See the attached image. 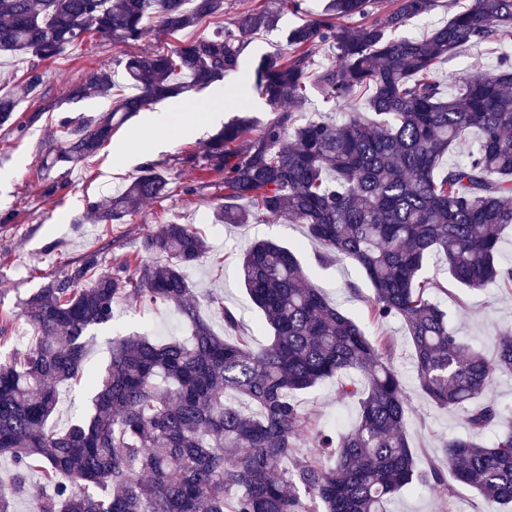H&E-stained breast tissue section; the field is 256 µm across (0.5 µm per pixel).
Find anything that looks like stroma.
Instances as JSON below:
<instances>
[{
  "label": "stroma",
  "instance_id": "35a3bbf8",
  "mask_svg": "<svg viewBox=\"0 0 512 512\" xmlns=\"http://www.w3.org/2000/svg\"><path fill=\"white\" fill-rule=\"evenodd\" d=\"M323 0H302L301 13L284 12L276 29L244 39L242 62L253 67L267 53L287 52L286 35L290 28L321 13ZM204 33L203 27L183 30L176 35L153 32L138 43L106 36H95L66 49L59 56L35 62L33 57H0V95L16 91L30 67L43 74V86L37 95L20 101L15 123L0 127V173L10 179L0 186V217L10 221L0 228V357L20 356L29 348L33 335L20 318V302L37 288L63 276L88 250L99 252L101 270L109 271L135 254L147 233L176 221L193 225L208 241L211 256L204 266L190 274L198 308L203 316L211 314L212 297L241 319L240 333L251 347L258 349L271 341L261 312L252 304L236 275L240 252L256 238H267L296 248L314 285L332 304L361 320L367 335L385 334L394 345V364L401 373L409 403L406 429L414 447L436 457L440 445L451 436L466 435L462 415L435 406L420 390L413 373V349L401 320L384 325L366 321L364 312L372 295L361 270L351 261L339 259L327 266L315 262L318 246L307 237L304 225L280 220L274 223L224 226L213 223L212 214L224 193L221 174L206 167L205 151L217 125L205 134L190 137L161 151L143 152L133 143L142 122L141 113L130 114L112 133L110 142L85 162L60 163L42 168L46 155L56 153L60 145L53 141L49 120L57 113L80 118L110 109V98L99 95L71 101L68 88L87 83L93 72L111 71L117 83H124L123 63L131 55L157 48L183 45ZM156 164L170 181L164 196L145 203L124 223L113 225L102 235L99 225L90 219V202L112 196L141 173L143 163ZM426 277L436 280L445 292L439 300L458 331L475 349L492 354L496 333L512 327V288L488 286L472 290L457 284L445 265L430 259ZM140 333L162 341L185 340L188 324L172 308H150L129 300L119 302L111 328L99 330L92 343L88 366L102 369L109 360L108 339ZM304 410L315 429L339 433L346 431L358 413L356 401L336 395V383L323 382L300 395ZM482 497L473 489L418 486L402 493L390 505V512H485Z\"/></svg>",
  "mask_w": 512,
  "mask_h": 512
}]
</instances>
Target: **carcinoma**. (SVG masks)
I'll return each mask as SVG.
<instances>
[{
    "label": "carcinoma",
    "instance_id": "cac0c4a2",
    "mask_svg": "<svg viewBox=\"0 0 512 512\" xmlns=\"http://www.w3.org/2000/svg\"><path fill=\"white\" fill-rule=\"evenodd\" d=\"M438 0H327L323 12L288 32L286 55L267 54L244 74L235 96L256 92L276 116L258 132L240 115L207 144V166L223 175L219 224L283 217L306 226L317 264L355 262L373 295L367 316L404 322L417 381L438 407L461 411L471 432L441 443L439 460L421 463L405 430L408 399L393 367V345L371 338L311 283L290 247L256 240L238 273L272 333L253 350L224 301L211 300L223 323L216 334L198 312L189 271L210 246L190 224L171 222L145 235L118 269L99 270L98 251L44 284L20 317L36 339L20 358L0 363V512L29 498L33 512H386L415 484L475 489L487 512L512 505V429L480 440L501 416L495 377L512 372V329L495 351L475 350L450 325L423 277L426 258L443 256L466 288L512 286V267L497 262L500 234L512 224V61L448 80L443 60L465 48L512 40V0L468 5L422 38L396 32L430 13ZM300 0L249 10L224 21V0H0V51L54 58L85 35L138 42L154 29L173 35L215 20L209 35L162 54L128 59V94L101 70L69 87L113 99L106 112L51 121L61 148L50 164L81 162L112 139L130 113L200 91L241 71L242 38L276 27ZM372 20L350 26L346 21ZM328 45L336 61L311 68ZM43 83L31 67L17 93L0 96V126L14 124L20 97ZM454 90L444 91V85ZM317 89L338 105L365 99L367 116L336 124L305 112ZM477 135L467 157L444 165L448 151ZM169 180L153 163L118 194L90 203L109 229ZM173 307L190 324L188 342L114 336L104 372L86 366L89 331L110 324L119 301ZM355 371L361 378H342ZM338 379V398L356 399L357 420L337 436L313 429L297 392ZM83 383L92 393L84 414L61 428L54 417L60 387ZM310 435L331 462L296 455ZM40 476L41 484L30 476Z\"/></svg>",
    "mask_w": 512,
    "mask_h": 512
}]
</instances>
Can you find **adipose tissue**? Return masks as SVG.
<instances>
[{
    "label": "adipose tissue",
    "mask_w": 512,
    "mask_h": 512,
    "mask_svg": "<svg viewBox=\"0 0 512 512\" xmlns=\"http://www.w3.org/2000/svg\"><path fill=\"white\" fill-rule=\"evenodd\" d=\"M226 100L223 92H215L206 104L198 105L184 100L177 103L169 112L160 115H147L138 138L139 143L160 148L184 137L199 135L215 119L222 116ZM165 129L164 139L154 137L156 129Z\"/></svg>",
    "instance_id": "obj_1"
}]
</instances>
